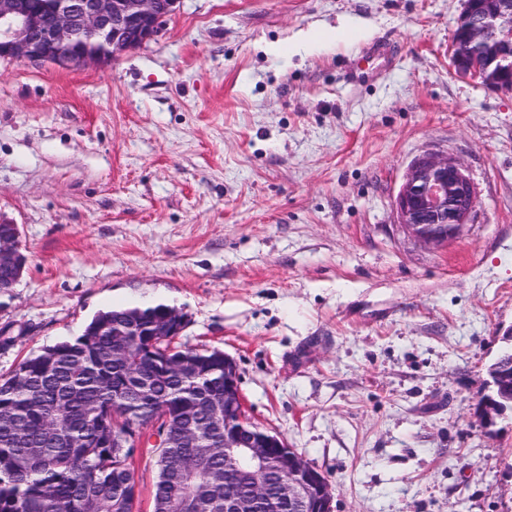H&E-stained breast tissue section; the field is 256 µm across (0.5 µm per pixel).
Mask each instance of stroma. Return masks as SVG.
Returning a JSON list of instances; mask_svg holds the SVG:
<instances>
[{"label": "stroma", "instance_id": "obj_1", "mask_svg": "<svg viewBox=\"0 0 512 512\" xmlns=\"http://www.w3.org/2000/svg\"><path fill=\"white\" fill-rule=\"evenodd\" d=\"M463 0H179L104 65L0 59V375L99 312L164 304L234 359L253 425L334 512H512V94L456 76ZM393 45L383 61L376 40ZM447 155L476 205L441 248L396 198ZM1 224L10 223H6L3 220H0V225ZM11 225L14 228V231L13 237L9 240L1 238V235H9L12 232V228L10 227V225L0 226V267L1 265H10L15 267L16 272V277L10 283L7 290L13 288L14 284L20 279V277L22 276L23 268L25 266L24 256L20 252L21 246L19 244V232L17 226L15 224Z\"/></svg>", "mask_w": 512, "mask_h": 512}]
</instances>
